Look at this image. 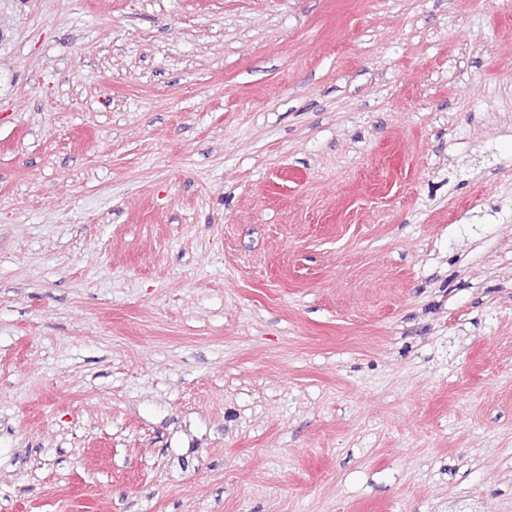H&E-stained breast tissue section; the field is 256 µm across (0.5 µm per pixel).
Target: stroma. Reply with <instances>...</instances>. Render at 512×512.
<instances>
[{"label": "stroma", "mask_w": 512, "mask_h": 512, "mask_svg": "<svg viewBox=\"0 0 512 512\" xmlns=\"http://www.w3.org/2000/svg\"><path fill=\"white\" fill-rule=\"evenodd\" d=\"M0 512H512V0H0Z\"/></svg>", "instance_id": "1"}]
</instances>
